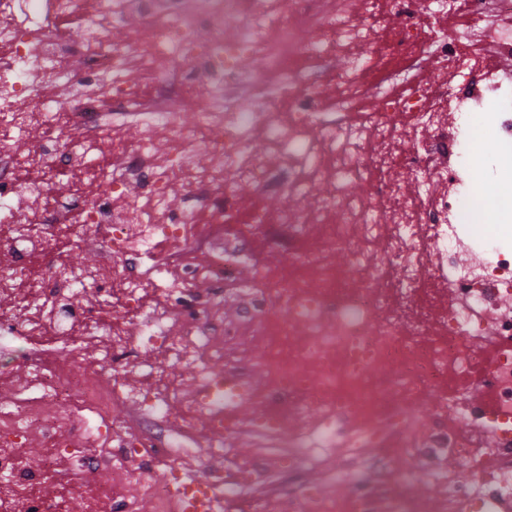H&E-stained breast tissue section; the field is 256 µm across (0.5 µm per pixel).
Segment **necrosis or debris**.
Segmentation results:
<instances>
[{
	"mask_svg": "<svg viewBox=\"0 0 512 512\" xmlns=\"http://www.w3.org/2000/svg\"><path fill=\"white\" fill-rule=\"evenodd\" d=\"M415 2L386 0L378 18L330 0H0V232L9 238L0 247V294L14 299L13 307L0 308V335L73 339L63 357L34 355L27 396L0 401V475L12 482L0 490V512H136L123 494L130 484L154 512H177L179 494L200 490L208 512H221L229 489L218 463L234 430L224 414L242 402L259 409L248 422L251 430L286 439L280 472L289 503L301 512H408L403 496L368 483V450L390 440L410 452L416 400L451 373L491 387L496 407L489 413L471 408L464 394L443 399L440 419L456 418L464 429L441 430L426 473L446 485L448 512H512V246L492 235L471 237L460 223L473 203L462 177L472 149L467 130L488 121L494 144L512 147V80L485 68L449 28L422 24ZM467 8L479 36L500 57L512 58V0H467ZM228 15L238 19L230 36L224 33ZM62 17L85 24L78 33L62 32L55 28ZM382 22L394 36L391 58L413 77L399 92L390 75L378 79L373 89L383 108L357 126L349 115L361 109L356 81L369 60L354 53L353 41ZM121 27L126 35L112 37ZM307 29L315 37H304ZM339 53L351 63L333 71L336 109L323 112L319 87L306 71ZM256 56L265 58L276 83L249 68ZM427 57L446 64L456 82L438 91L416 77ZM134 66L154 86L207 97L210 107L189 123L166 107H147L140 86L127 78ZM62 85L70 90L65 102L57 93ZM436 96L448 103L447 120L426 109ZM23 98L33 101L32 109L18 108ZM105 100L144 109L136 139L102 125ZM284 101L289 112H278ZM401 116L408 135L399 147L392 136ZM78 129L83 138H74ZM258 136L265 142L261 151L254 148ZM368 137L378 147L366 155L360 143ZM402 163L449 185V192L425 197L417 209L392 205L400 187L385 175ZM62 166L80 182L53 205L40 206ZM228 170L234 180H225ZM356 180L373 181V199L349 198ZM321 183L328 191L315 194ZM272 188L310 201L305 209L273 215L252 209L246 237L273 241L278 265L244 280L234 261L220 259L204 271L180 254H159L161 243L199 239L197 209L209 224H235L245 195ZM179 191L189 196L190 209H172ZM357 228L381 247L355 252L350 267L340 268L329 255L349 250ZM315 233L324 250L294 252V244ZM62 239L73 250L106 243L111 267L79 278L60 256L50 271L34 274V257ZM173 264L180 268L175 282L168 277ZM144 265L148 275L130 274V267ZM373 266L389 270V278L354 284V275ZM207 283L214 296H242L243 320L261 330L274 325L264 386L241 372L217 370L237 329L230 322L221 336L211 335L213 314L200 301ZM115 285L125 310L142 313L139 338L126 336L121 320L104 326L94 309L69 303L86 291L110 295ZM431 286L446 288V312L430 313L421 303L419 289ZM145 288L163 299L146 313ZM275 303L287 308V320L272 322ZM382 311L387 320L373 330ZM174 315L185 322L177 337L164 326ZM432 331L434 343L422 345ZM83 336L96 341L98 355L78 371L73 363L84 356ZM476 342L494 350L487 370L477 368ZM140 349L191 366L194 395L184 397L180 383L153 362L136 360ZM375 367L387 369L383 381L372 380ZM131 372L136 381H127ZM76 398L96 415L99 437L116 446L84 457L79 490L61 497L49 487L67 449L81 442L83 424L70 411ZM120 403L155 415L178 407L185 432H204L209 462L202 472L175 467L163 482L153 481L145 461L160 448L143 432L117 428L111 414ZM35 437L45 439L47 449L41 468L32 471L24 450ZM340 442L355 487L342 504L318 495L304 478ZM450 457L467 461L474 479L449 480L442 463ZM491 466L498 478L489 483L482 475Z\"/></svg>",
	"mask_w": 512,
	"mask_h": 512,
	"instance_id": "obj_1",
	"label": "necrosis or debris"
}]
</instances>
